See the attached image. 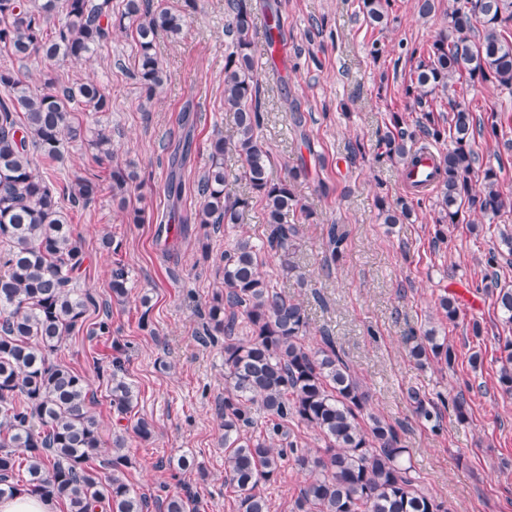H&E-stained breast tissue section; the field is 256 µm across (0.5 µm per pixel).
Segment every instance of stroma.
Returning <instances> with one entry per match:
<instances>
[{"label": "stroma", "instance_id": "1", "mask_svg": "<svg viewBox=\"0 0 512 512\" xmlns=\"http://www.w3.org/2000/svg\"><path fill=\"white\" fill-rule=\"evenodd\" d=\"M416 0H388L383 29L367 25L360 0H252L254 76L261 85L263 123L260 141L270 154V175L281 179L298 159L309 173L295 192L313 216L290 251L306 285L286 274L277 255L261 267L279 291L303 302L310 320L306 344L330 330L357 376L372 395V409L397 429L409 448L419 485L449 512H512V394L498 384L500 339L512 336L496 304L500 289L512 288V253L502 241L512 234V90L487 84L466 92L464 100L477 120L496 111V133H481L476 149L484 165L499 173L506 204L485 214L465 208V223L438 225L439 195L412 194L402 167L377 155L389 129V116H404L416 140L436 154L446 142H433L418 130L421 113L405 94L422 46L451 34L448 8L419 16ZM178 39L160 36L158 53L167 74L162 92L143 102L133 75L134 44L129 34L114 33L89 62L64 68V81L93 79L112 98V110L100 125L112 134L114 159L132 163L141 182L145 221L131 224L103 188L95 207L73 211L69 222L84 243L86 259L80 288L97 299L109 295L114 261H122L136 281L130 300L112 308V333L89 337L98 319L86 313L85 331L70 336L64 364L92 381L91 407L99 424L101 457L112 454V439L138 419L153 426L150 440L127 436L131 465L126 478L137 493L165 497L192 486L200 512H235L224 488V428L216 404L224 396V344L202 342L201 317L217 287L215 272L228 242L246 235L260 242L267 234L262 203H254L243 224L206 235L199 225H170L171 211L193 210L196 184L209 166L210 142L224 138L226 189L248 192L236 134L224 110V60L232 50L225 34L226 0H197ZM278 14L281 43L269 52L267 22ZM301 124H294L293 114ZM313 152L301 155L302 138ZM186 155L184 190L178 204L164 193L169 158ZM406 202L411 215L389 225L380 205ZM335 224L347 236V248L330 274L320 270L323 238ZM111 236L114 248L102 239ZM495 264H488L489 255ZM457 298L456 321L443 318L441 295ZM148 306H141V296ZM148 329H140L141 314ZM480 324L481 338L472 335ZM436 328L456 352L454 367L430 361L417 364L407 336ZM124 349L125 378L138 393L132 412L118 416L110 386L99 380L93 361L112 342ZM480 352L482 362L469 358ZM433 401L461 394L465 418L442 411L439 426L419 418L411 392ZM124 434V433H123ZM193 468L177 466L180 457Z\"/></svg>", "mask_w": 512, "mask_h": 512}]
</instances>
